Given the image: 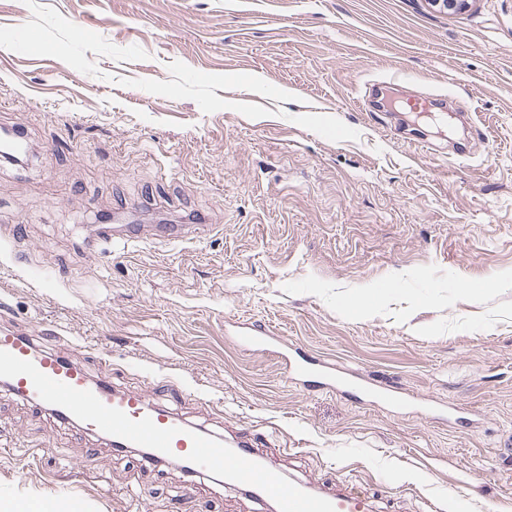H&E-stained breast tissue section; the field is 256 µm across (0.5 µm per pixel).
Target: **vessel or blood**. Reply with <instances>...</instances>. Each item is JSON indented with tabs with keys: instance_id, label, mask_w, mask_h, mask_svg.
Segmentation results:
<instances>
[{
	"instance_id": "vessel-or-blood-1",
	"label": "vessel or blood",
	"mask_w": 512,
	"mask_h": 512,
	"mask_svg": "<svg viewBox=\"0 0 512 512\" xmlns=\"http://www.w3.org/2000/svg\"><path fill=\"white\" fill-rule=\"evenodd\" d=\"M292 379L318 377L336 390L350 384L347 376L309 359L290 362ZM0 381L34 405H48L64 421L105 436L127 448H147L153 462L171 455L197 473L226 476L248 491L272 499L277 512H371L366 497L328 492L286 479L283 472L260 461L243 438L227 440L189 425L138 391L91 381L83 363L35 345L31 336L15 331L0 334Z\"/></svg>"
}]
</instances>
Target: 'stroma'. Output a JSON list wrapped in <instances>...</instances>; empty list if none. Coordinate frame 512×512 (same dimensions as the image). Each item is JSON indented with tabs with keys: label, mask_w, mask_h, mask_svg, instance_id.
Segmentation results:
<instances>
[{
	"label": "stroma",
	"mask_w": 512,
	"mask_h": 512,
	"mask_svg": "<svg viewBox=\"0 0 512 512\" xmlns=\"http://www.w3.org/2000/svg\"><path fill=\"white\" fill-rule=\"evenodd\" d=\"M388 91L448 110L398 129ZM0 127L29 146L0 331L373 512H512V0H0ZM238 326L390 397L292 383ZM20 494L266 510L0 388Z\"/></svg>",
	"instance_id": "stroma-1"
}]
</instances>
